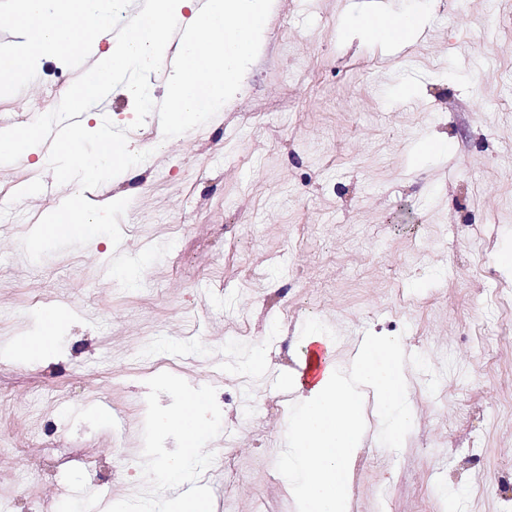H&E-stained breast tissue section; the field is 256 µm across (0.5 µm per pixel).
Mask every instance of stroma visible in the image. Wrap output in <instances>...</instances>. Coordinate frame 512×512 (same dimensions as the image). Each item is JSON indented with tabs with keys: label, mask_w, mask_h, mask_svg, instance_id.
<instances>
[{
	"label": "stroma",
	"mask_w": 512,
	"mask_h": 512,
	"mask_svg": "<svg viewBox=\"0 0 512 512\" xmlns=\"http://www.w3.org/2000/svg\"><path fill=\"white\" fill-rule=\"evenodd\" d=\"M377 9L422 10L424 27L395 52L347 29ZM80 74L42 58L0 96V127L52 111ZM107 118L150 153L84 193L129 199L120 245L31 262L20 240L64 192L47 195L37 155L0 164V512L174 496L144 460L180 448L149 428L179 401L171 380L211 400L196 479L210 512H297L280 476L286 381L314 329L344 366L362 337L410 350L415 421L393 445L366 413L350 512H512V0H273L239 92L206 124L164 140L157 114L132 128L118 91L81 121ZM168 241L140 289L108 276L115 253ZM46 307L68 315L55 352L15 361ZM259 347L266 368L239 374Z\"/></svg>",
	"instance_id": "obj_1"
}]
</instances>
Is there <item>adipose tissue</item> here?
<instances>
[{
    "label": "adipose tissue",
    "mask_w": 512,
    "mask_h": 512,
    "mask_svg": "<svg viewBox=\"0 0 512 512\" xmlns=\"http://www.w3.org/2000/svg\"><path fill=\"white\" fill-rule=\"evenodd\" d=\"M424 24L421 11L401 15L372 13L354 16L352 27L361 32L377 29V42L393 49L415 37ZM65 321L60 311L39 314L36 325L16 350L18 360L48 357ZM301 404L293 417L292 438L281 463V476L291 488L300 512H349V480L363 438L366 402L390 442H397L413 422L408 402L406 362L398 339L376 337L360 351L349 368L326 363L316 383H297ZM210 411L201 390L183 393L180 406L155 419L159 433L179 434L182 448L164 458L159 468L164 481L190 479L199 464L194 450L199 429Z\"/></svg>",
    "instance_id": "1"
}]
</instances>
